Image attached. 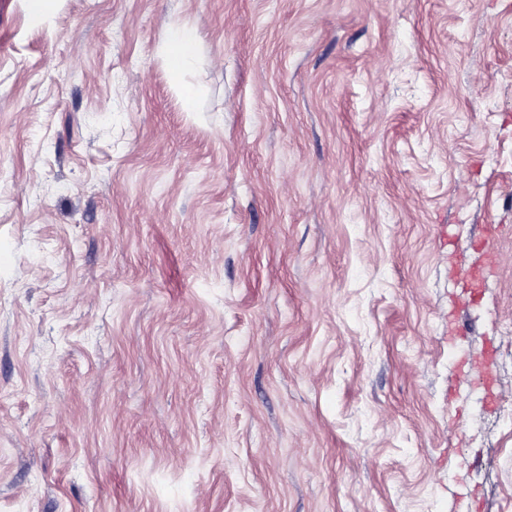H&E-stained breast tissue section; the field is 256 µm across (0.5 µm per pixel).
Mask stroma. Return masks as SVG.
Returning <instances> with one entry per match:
<instances>
[{
  "label": "stroma",
  "instance_id": "obj_1",
  "mask_svg": "<svg viewBox=\"0 0 512 512\" xmlns=\"http://www.w3.org/2000/svg\"><path fill=\"white\" fill-rule=\"evenodd\" d=\"M509 404L512 0H0V512H512ZM195 34L181 25H172L168 35L167 67L175 74L185 71L192 62Z\"/></svg>",
  "mask_w": 512,
  "mask_h": 512
}]
</instances>
